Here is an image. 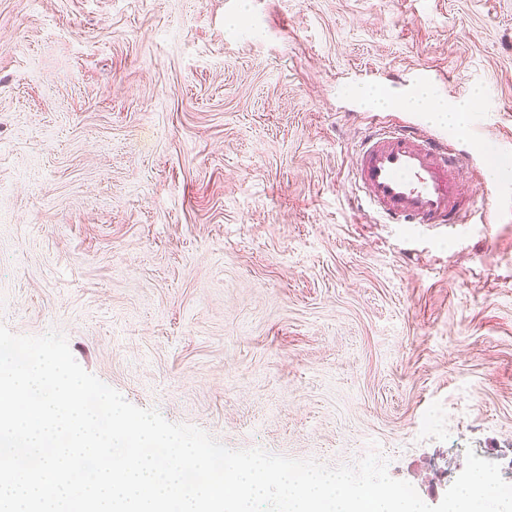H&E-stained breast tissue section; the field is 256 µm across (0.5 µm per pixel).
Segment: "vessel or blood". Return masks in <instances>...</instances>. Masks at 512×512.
<instances>
[{"instance_id":"1","label":"vessel or blood","mask_w":512,"mask_h":512,"mask_svg":"<svg viewBox=\"0 0 512 512\" xmlns=\"http://www.w3.org/2000/svg\"><path fill=\"white\" fill-rule=\"evenodd\" d=\"M465 161L418 124L374 125L354 157L362 204L391 224L462 223L473 205L462 194Z\"/></svg>"}]
</instances>
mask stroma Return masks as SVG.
Wrapping results in <instances>:
<instances>
[{"mask_svg":"<svg viewBox=\"0 0 512 512\" xmlns=\"http://www.w3.org/2000/svg\"><path fill=\"white\" fill-rule=\"evenodd\" d=\"M421 68L480 93L462 224L354 203ZM509 159L512 0H0V325L234 450L512 483Z\"/></svg>","mask_w":512,"mask_h":512,"instance_id":"obj_1","label":"stroma"}]
</instances>
